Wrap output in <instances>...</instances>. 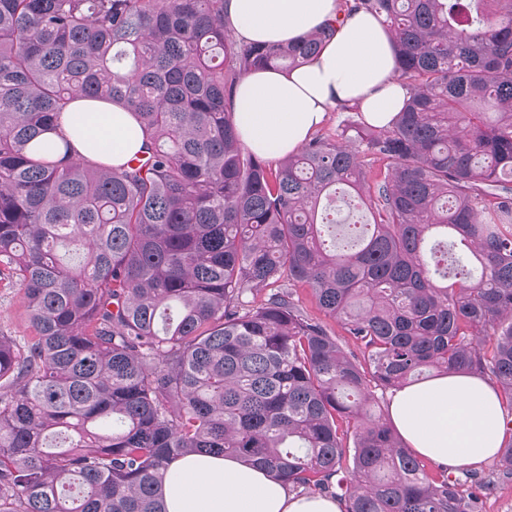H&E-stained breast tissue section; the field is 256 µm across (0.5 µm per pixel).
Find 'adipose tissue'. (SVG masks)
Wrapping results in <instances>:
<instances>
[{
  "label": "adipose tissue",
  "mask_w": 512,
  "mask_h": 512,
  "mask_svg": "<svg viewBox=\"0 0 512 512\" xmlns=\"http://www.w3.org/2000/svg\"><path fill=\"white\" fill-rule=\"evenodd\" d=\"M339 9V0H224V22L238 41L279 44L335 18ZM406 97L388 32L363 12L348 19L313 61L288 73L251 71L234 91L242 143L274 159L301 149L336 105L359 103L367 122L384 125ZM60 127L77 154L115 166L143 146L135 115L106 101H71ZM388 412L409 448L441 467L480 466L501 443L500 395L476 375L393 390ZM164 496L167 512H342L335 499L290 493L265 472L224 455L175 460Z\"/></svg>",
  "instance_id": "ef3b65f1"
}]
</instances>
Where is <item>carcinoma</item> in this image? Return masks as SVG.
<instances>
[{
  "label": "carcinoma",
  "mask_w": 512,
  "mask_h": 512,
  "mask_svg": "<svg viewBox=\"0 0 512 512\" xmlns=\"http://www.w3.org/2000/svg\"><path fill=\"white\" fill-rule=\"evenodd\" d=\"M360 11L389 31L409 97L389 125L315 136L272 170L240 140L235 84L305 64ZM510 15L512 0H341L275 46L231 39L224 0H0V279L33 332L0 334V512H166L189 453L344 512H480L491 481L427 470L373 407L447 374L512 407ZM78 95L135 112L140 155L113 167L65 139L36 156ZM338 190L372 223L336 224ZM293 291L296 292V296L300 298L302 304L312 314L321 318L328 325V327L336 334L337 339L344 347H353L352 340H350L349 336H347L341 324L332 318L324 316V314L317 310L309 288H294Z\"/></svg>",
  "instance_id": "obj_1"
}]
</instances>
